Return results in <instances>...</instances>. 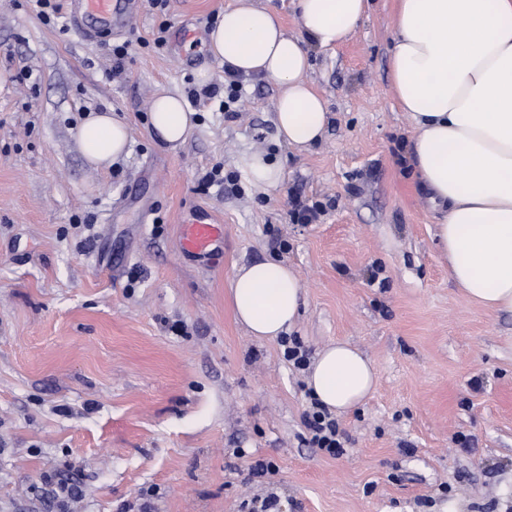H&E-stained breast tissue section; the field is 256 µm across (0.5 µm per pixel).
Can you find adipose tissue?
Instances as JSON below:
<instances>
[{"instance_id":"1","label":"adipose tissue","mask_w":512,"mask_h":512,"mask_svg":"<svg viewBox=\"0 0 512 512\" xmlns=\"http://www.w3.org/2000/svg\"><path fill=\"white\" fill-rule=\"evenodd\" d=\"M299 34L257 0L225 10L205 40L227 72L275 83L278 138L306 149L328 125L325 99L307 79L309 47L344 40L368 0H296ZM391 88L416 134L415 176L430 202L446 211L435 236L448 269L472 302L512 313V0H398L389 50ZM149 122L158 137L182 143L193 125L184 98L156 95ZM127 126L91 113L78 143L85 159L110 166L129 145ZM235 318L258 340L289 330L303 304L297 273L276 259L238 267L229 283ZM306 384L329 411L362 404L375 384L373 363L338 341L322 349Z\"/></svg>"}]
</instances>
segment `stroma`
<instances>
[{"label": "stroma", "instance_id": "obj_1", "mask_svg": "<svg viewBox=\"0 0 512 512\" xmlns=\"http://www.w3.org/2000/svg\"><path fill=\"white\" fill-rule=\"evenodd\" d=\"M236 0H140L131 31L92 39L0 0V512H45L44 478L79 479L75 512H512V314L469 301L434 237L442 212L407 158L414 135L390 88L396 0H371L348 39L310 50L326 134L281 144L276 85L251 78L233 115L197 110L184 144L152 132L159 92L223 86L204 44ZM163 48L151 43L161 20ZM145 39L121 76L112 47ZM110 111L131 134L117 167L85 160L77 130ZM256 152L281 165L254 184ZM235 184L201 189L212 169ZM323 212L290 217L291 192ZM224 226L213 258L185 253L196 211ZM280 259L304 304L310 353L344 339L377 371L338 416L345 451L310 448L304 371L236 322V267ZM474 437L461 448L458 438ZM273 472L249 479L256 462Z\"/></svg>", "mask_w": 512, "mask_h": 512}]
</instances>
